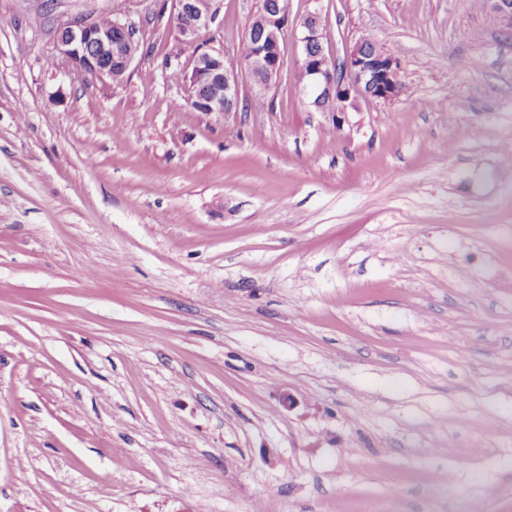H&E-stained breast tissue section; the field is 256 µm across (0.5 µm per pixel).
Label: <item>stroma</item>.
<instances>
[{"instance_id": "obj_1", "label": "stroma", "mask_w": 512, "mask_h": 512, "mask_svg": "<svg viewBox=\"0 0 512 512\" xmlns=\"http://www.w3.org/2000/svg\"><path fill=\"white\" fill-rule=\"evenodd\" d=\"M311 5L218 121L174 0H0V512H512V30L320 0L328 55L404 74L338 116L296 81ZM113 14L123 81L71 73L58 25Z\"/></svg>"}]
</instances>
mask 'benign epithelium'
Wrapping results in <instances>:
<instances>
[{
  "instance_id": "7a95c632",
  "label": "benign epithelium",
  "mask_w": 512,
  "mask_h": 512,
  "mask_svg": "<svg viewBox=\"0 0 512 512\" xmlns=\"http://www.w3.org/2000/svg\"><path fill=\"white\" fill-rule=\"evenodd\" d=\"M484 7L496 15L500 25L512 29V0H484ZM219 0H177L176 14L181 42H195L202 30L215 20ZM252 23L260 33L255 52L246 59L230 60L216 49L202 53L191 73L190 105L198 112L218 113L229 118L239 112L243 76H248L252 92L260 97L280 78L284 61L281 51L288 27V0H263ZM299 61L305 81L302 90L312 98L321 112H357L361 104L371 101L376 106L395 101L403 92L400 60L382 51L371 53L364 39L355 42L342 60L343 75L335 74V60L325 52L327 39L318 8L308 12L300 24ZM129 24L115 16L107 27L95 26L81 19L62 23L57 28L56 48L69 69L94 78L112 77V69L126 70L136 55L134 43L123 37ZM95 47L94 54L86 45Z\"/></svg>"
}]
</instances>
